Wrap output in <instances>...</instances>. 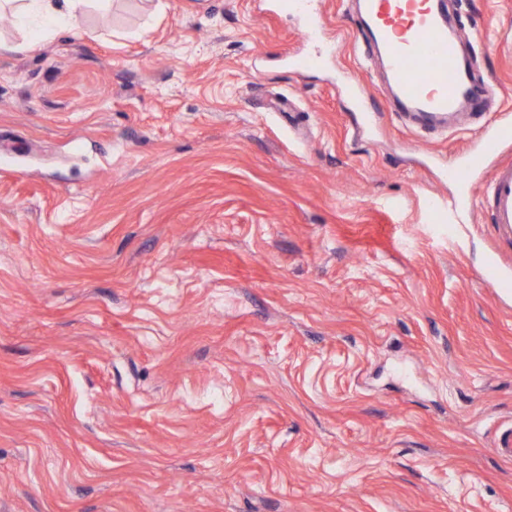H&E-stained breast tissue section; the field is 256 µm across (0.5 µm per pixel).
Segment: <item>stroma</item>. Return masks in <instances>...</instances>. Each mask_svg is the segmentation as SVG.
<instances>
[{"instance_id":"35a3bbf8","label":"stroma","mask_w":512,"mask_h":512,"mask_svg":"<svg viewBox=\"0 0 512 512\" xmlns=\"http://www.w3.org/2000/svg\"><path fill=\"white\" fill-rule=\"evenodd\" d=\"M321 2L315 70L265 0H92L0 55V512H512V240L489 170L429 205L512 122V0H450L495 94L444 135ZM512 140V126L500 125L486 133L481 147L469 153L462 161L445 165L442 169L443 176L449 182L461 186L462 195L460 201L453 199L448 201V223H451V215L457 224L461 223V217L466 211L464 205L467 201L469 178L471 172L481 169L487 160L499 154L504 144Z\"/></svg>"}]
</instances>
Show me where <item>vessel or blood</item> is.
<instances>
[{"mask_svg": "<svg viewBox=\"0 0 512 512\" xmlns=\"http://www.w3.org/2000/svg\"><path fill=\"white\" fill-rule=\"evenodd\" d=\"M316 0H288L287 7L301 16L308 38L322 35ZM358 11L349 13L363 37L384 56L387 79L399 115L410 125L447 132L464 120L479 89L471 75L462 46L481 33V23L471 30L449 29L442 17L443 0H356ZM512 142V126L504 124L486 133L481 147L462 161L443 167L449 182L468 188L471 172ZM484 197L490 221L512 239V161L494 166Z\"/></svg>", "mask_w": 512, "mask_h": 512, "instance_id": "b4317fda", "label": "vessel or blood"}]
</instances>
